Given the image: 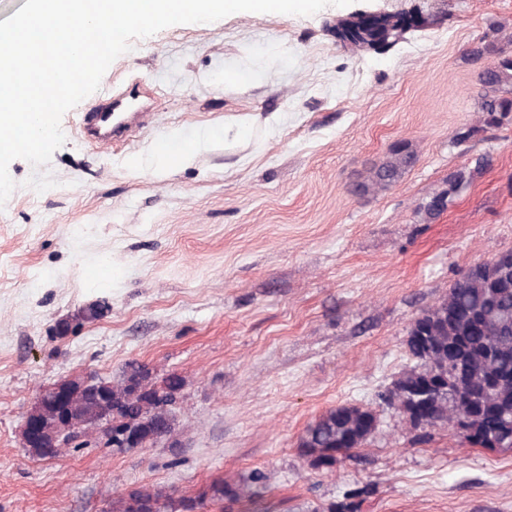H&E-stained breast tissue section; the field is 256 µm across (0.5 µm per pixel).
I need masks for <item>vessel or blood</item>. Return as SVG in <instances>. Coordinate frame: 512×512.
<instances>
[{
    "instance_id": "obj_1",
    "label": "vessel or blood",
    "mask_w": 512,
    "mask_h": 512,
    "mask_svg": "<svg viewBox=\"0 0 512 512\" xmlns=\"http://www.w3.org/2000/svg\"><path fill=\"white\" fill-rule=\"evenodd\" d=\"M147 89L135 83L122 88L105 87L91 98L80 115L78 133L95 147L128 140L153 123L155 114L146 103Z\"/></svg>"
}]
</instances>
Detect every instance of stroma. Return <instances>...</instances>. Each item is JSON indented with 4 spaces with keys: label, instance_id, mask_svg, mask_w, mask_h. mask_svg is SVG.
<instances>
[{
    "label": "stroma",
    "instance_id": "35a3bbf8",
    "mask_svg": "<svg viewBox=\"0 0 512 512\" xmlns=\"http://www.w3.org/2000/svg\"><path fill=\"white\" fill-rule=\"evenodd\" d=\"M419 9L430 23L384 51L337 23ZM512 0H354L310 16L234 13L134 41L102 81L146 82L155 125L98 149L62 117L47 167L0 207V512H106L150 486L194 495L215 478L267 477L277 512H512V450L473 448L446 425L418 437L380 396L412 365L406 330L473 265L512 251V124L476 109L492 25ZM476 128L465 143L459 131ZM194 151L160 164V142ZM416 161L375 196L356 186L391 146ZM490 166L449 208L424 207L450 174ZM108 261L112 277L89 278ZM100 304L101 316L80 320ZM182 377L172 444L56 456L22 437L39 394L64 380L120 381L128 363ZM339 406L378 425L317 469L297 441Z\"/></svg>",
    "mask_w": 512,
    "mask_h": 512
}]
</instances>
